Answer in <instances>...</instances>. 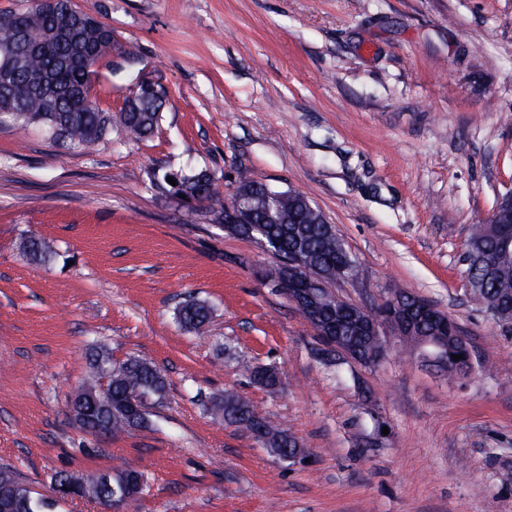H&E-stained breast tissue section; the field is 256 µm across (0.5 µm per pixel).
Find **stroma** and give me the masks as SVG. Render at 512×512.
I'll return each instance as SVG.
<instances>
[{
  "instance_id": "obj_1",
  "label": "stroma",
  "mask_w": 512,
  "mask_h": 512,
  "mask_svg": "<svg viewBox=\"0 0 512 512\" xmlns=\"http://www.w3.org/2000/svg\"><path fill=\"white\" fill-rule=\"evenodd\" d=\"M118 48L93 86L117 112L140 80L168 102L154 136L120 129L94 153L0 123V467L54 512L58 476L134 470L123 512H512V336L470 294L465 243L512 189V0H74ZM303 192L355 260L333 289L377 306L391 289L457 322L467 378L392 338L378 366L336 371L311 326L262 280L278 260L154 172L238 168ZM51 259L21 248L29 233ZM205 302L211 333L181 302ZM98 348L166 381L149 424L96 437L68 408ZM491 363L488 372L482 363ZM277 368V393L243 365ZM233 392L293 435L286 462L214 401ZM180 322L196 333L204 334L209 324V309L200 301H186L177 308Z\"/></svg>"
}]
</instances>
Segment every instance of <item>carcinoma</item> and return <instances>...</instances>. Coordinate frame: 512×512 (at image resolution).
Masks as SVG:
<instances>
[{
	"mask_svg": "<svg viewBox=\"0 0 512 512\" xmlns=\"http://www.w3.org/2000/svg\"><path fill=\"white\" fill-rule=\"evenodd\" d=\"M71 26L70 0H57L53 7L32 3L25 10L0 13V64L5 53L18 51L22 59L21 71L12 88L0 92V105L11 101L19 108L6 114L22 125L37 124L54 143L70 150L89 153L112 135V124L121 126L129 141H142L152 137L161 120L159 107L152 99L140 101L150 106L149 112H135L124 102L119 115L101 108L93 97L91 88L98 77V66L105 57L112 55L116 40L112 27L97 19L69 33ZM39 46V52L29 54L17 43L18 34ZM46 71L56 90L55 108L48 112L44 99L34 90L29 73ZM173 178L177 185L167 182ZM157 187L175 192L207 207H218L214 214L224 220V229L235 236L253 239L255 229H260L273 251L281 256H301L305 265L294 288L317 291L314 283L326 288L344 276L355 274L354 261L336 235L332 225L326 222L319 209L301 192L288 191V201L273 197L274 190L252 179L248 170L238 171L235 186L229 199L217 191L212 174L206 169L197 171H171L163 174ZM502 205L494 211V223L473 226L467 244L477 258L468 265V277L473 295L481 304H498L504 311L512 312V263L490 267L488 260L494 257L501 242L512 241V214L502 218ZM23 250L31 257L46 262L50 250L34 233L23 241ZM401 297L398 314L403 315L415 306L428 301L404 290L397 289ZM180 322L196 333L204 334L209 324V309L200 301H186L177 308ZM442 318L422 319L415 324L407 337L414 355H419L424 335L439 331ZM343 343L352 351V359L365 365L382 362L386 352L379 339L363 334L358 326L348 323L340 328ZM448 352L446 359L437 364L439 370L450 376H459L471 370L466 362V344L460 339V329L453 318H448L446 332ZM463 355L458 361L452 355ZM91 382L84 385L86 392H97L106 387V402L112 411L102 414L91 409L85 392H75L71 402L75 408L88 410V420H78L88 434L102 428L109 434L141 428L148 423L147 414L131 418L124 410L128 396L139 392L159 400L166 393V384L158 368L140 357H130L122 362L112 361V356L99 349L89 362ZM224 414V422L248 431L258 428L271 437V445L279 457L304 453L298 440L276 427L270 419L258 412L247 399L227 393L217 401ZM129 471L114 474H89L83 477L80 496L102 503H112L130 494ZM10 491L14 508L12 512H51L53 503L36 495L10 469L0 467V489Z\"/></svg>",
	"mask_w": 512,
	"mask_h": 512,
	"instance_id": "1",
	"label": "carcinoma"
}]
</instances>
